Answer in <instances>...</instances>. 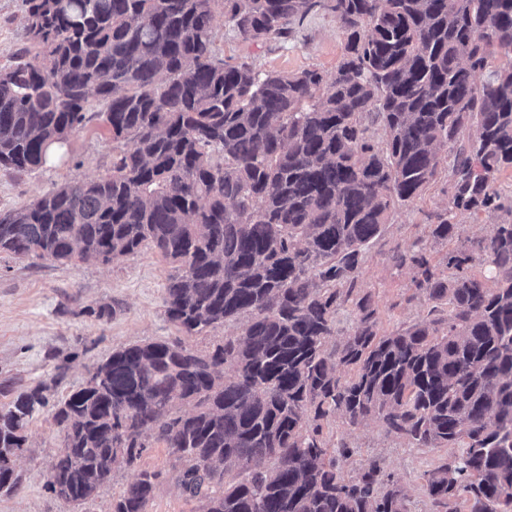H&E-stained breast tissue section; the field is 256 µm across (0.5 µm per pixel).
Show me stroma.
Returning <instances> with one entry per match:
<instances>
[{
  "label": "stroma",
  "mask_w": 512,
  "mask_h": 512,
  "mask_svg": "<svg viewBox=\"0 0 512 512\" xmlns=\"http://www.w3.org/2000/svg\"><path fill=\"white\" fill-rule=\"evenodd\" d=\"M215 41L224 60L252 62L263 71L319 69L332 76L345 50V37L335 18L320 11L297 26L288 41L263 45L244 42L224 22L215 6ZM22 0H0V67L12 63L28 47ZM118 148L99 112H91L84 129L73 134L62 157L43 167L16 172L0 169V211L21 207L36 196L69 181L89 180L112 170ZM448 205V173L440 171L415 203L396 207L381 238L367 251L360 282L371 294L379 327L392 329L426 318L431 302L418 294L411 268H396L393 249L412 250L427 235L432 215ZM172 267L155 250L104 264L94 259L60 263L52 260L0 259V405L19 392L49 384L48 397L58 400L81 388L90 370L112 351L138 342L178 338L165 315L164 285ZM117 305L109 318L85 314L88 306ZM330 447L350 448L345 475H354L368 460H378L407 497L409 512H431L423 492L424 474L452 455L448 448H415L386 433L375 421L350 426L335 416L323 427ZM64 432L50 411L37 414L28 443L16 460L21 478L18 493L0 496V512H110L112 498L135 478L136 469L116 465L112 478L84 508L54 496L46 476ZM174 457L163 444H153L140 465L162 472L149 512H194L172 479Z\"/></svg>",
  "instance_id": "obj_1"
}]
</instances>
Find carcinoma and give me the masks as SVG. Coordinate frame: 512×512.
I'll list each match as a JSON object with an SVG mask.
<instances>
[{
  "mask_svg": "<svg viewBox=\"0 0 512 512\" xmlns=\"http://www.w3.org/2000/svg\"><path fill=\"white\" fill-rule=\"evenodd\" d=\"M214 2L24 0L40 61L0 69V168L46 164L93 100L125 144L111 175L1 211L0 256L109 264L150 247L174 265L166 316L182 335L249 319L207 351L155 340L98 363L93 386L55 403L65 435L46 486L85 504L153 440L197 512H408L378 462L344 475L349 450L331 454L323 436L339 413L461 449L425 473L433 512H457L462 491L471 512H512V198L496 188L512 169V62L476 80L512 53V0H222L254 44L332 14L346 45L329 79L218 57ZM446 161L432 242L458 237V211L508 218L436 264L394 251L447 312L382 332L358 287L366 251ZM347 305L355 328L332 345ZM45 390L0 406V496L20 486ZM177 401L193 410L174 413ZM160 478L139 469L112 512H148Z\"/></svg>",
  "mask_w": 512,
  "mask_h": 512,
  "instance_id": "carcinoma-1",
  "label": "carcinoma"
}]
</instances>
